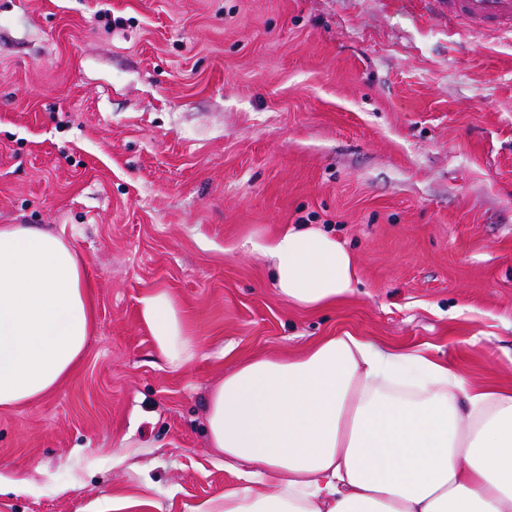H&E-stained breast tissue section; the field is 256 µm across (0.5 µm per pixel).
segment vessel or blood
I'll list each match as a JSON object with an SVG mask.
<instances>
[{"label":"vessel or blood","mask_w":512,"mask_h":512,"mask_svg":"<svg viewBox=\"0 0 512 512\" xmlns=\"http://www.w3.org/2000/svg\"><path fill=\"white\" fill-rule=\"evenodd\" d=\"M432 12L449 24L466 25L477 34L512 38V0H427Z\"/></svg>","instance_id":"vessel-or-blood-1"}]
</instances>
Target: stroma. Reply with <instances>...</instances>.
I'll list each match as a JSON object with an SVG mask.
<instances>
[{"label": "stroma", "mask_w": 512, "mask_h": 512, "mask_svg": "<svg viewBox=\"0 0 512 512\" xmlns=\"http://www.w3.org/2000/svg\"><path fill=\"white\" fill-rule=\"evenodd\" d=\"M63 233L95 332L0 408V512H210L207 399L240 357L350 331L512 388V41L425 0H0V225ZM311 226L353 291L283 300L255 243ZM167 289L198 345L156 352ZM140 318L152 335L155 349L173 369L190 364L196 343L190 335L182 309L164 288H157L140 300Z\"/></svg>", "instance_id": "obj_1"}]
</instances>
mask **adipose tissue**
Returning <instances> with one entry per match:
<instances>
[{"label":"adipose tissue","instance_id":"ef3b65f1","mask_svg":"<svg viewBox=\"0 0 512 512\" xmlns=\"http://www.w3.org/2000/svg\"><path fill=\"white\" fill-rule=\"evenodd\" d=\"M288 303L317 310L353 290L351 253L313 228L257 244ZM140 318L159 356H196L163 288ZM94 330L87 265L63 235L0 227V408L55 389ZM207 442L241 485L221 512H512V391L471 384L435 347L345 331L298 356L239 362L209 394Z\"/></svg>","mask_w":512,"mask_h":512}]
</instances>
